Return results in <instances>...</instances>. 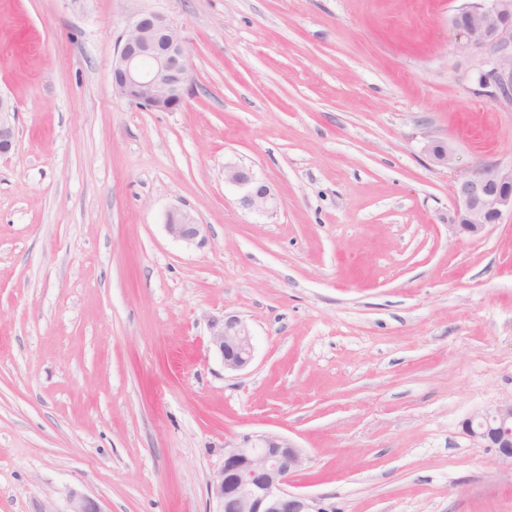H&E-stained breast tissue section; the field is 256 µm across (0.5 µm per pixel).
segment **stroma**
Wrapping results in <instances>:
<instances>
[{
	"label": "stroma",
	"instance_id": "stroma-1",
	"mask_svg": "<svg viewBox=\"0 0 512 512\" xmlns=\"http://www.w3.org/2000/svg\"><path fill=\"white\" fill-rule=\"evenodd\" d=\"M464 2L0 0V512H214L225 447L261 433L303 448L289 488L326 512H512V469L462 428L512 397V220L451 229L457 178L512 162ZM140 11L186 43L179 110L112 89ZM176 208L202 244L167 234ZM227 313L253 335L237 372L209 343ZM15 112L12 101L0 94V156L10 153L16 146L15 125L11 120ZM224 181L241 191L240 203L245 209L260 213L274 209L275 195L251 167L239 163L225 164Z\"/></svg>",
	"mask_w": 512,
	"mask_h": 512
}]
</instances>
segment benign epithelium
<instances>
[{"label":"benign epithelium","mask_w":512,"mask_h":512,"mask_svg":"<svg viewBox=\"0 0 512 512\" xmlns=\"http://www.w3.org/2000/svg\"><path fill=\"white\" fill-rule=\"evenodd\" d=\"M453 24L469 49H491L495 56L480 71L478 83L493 88L492 97L512 104V0H470L453 17ZM189 56L176 26L162 13H137L126 26L112 59V87L129 102L152 111L173 112L189 92ZM16 112L0 94V156L16 146ZM426 151L438 165L454 157L451 144L432 140ZM224 181L241 191V205L266 213L275 195L249 166L224 165ZM455 235L483 237L488 229L512 216V164L483 161L461 176L453 188ZM165 229L170 237L193 245L203 241L204 225L183 209L169 211ZM210 344L224 369H245L253 358V337L242 319L224 315L209 322ZM463 430L495 452L498 463L512 468V399L472 414ZM305 456L290 439L273 433L248 436L243 444L224 449V463L210 483L215 512H324L310 496L288 490L291 476L303 469ZM68 512H103L93 500L74 492Z\"/></svg>","instance_id":"benign-epithelium-1"}]
</instances>
